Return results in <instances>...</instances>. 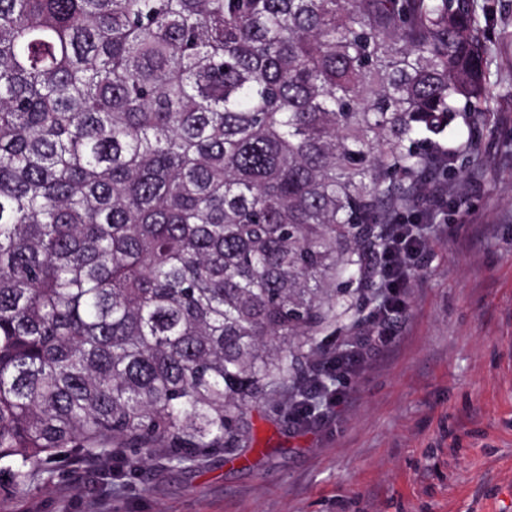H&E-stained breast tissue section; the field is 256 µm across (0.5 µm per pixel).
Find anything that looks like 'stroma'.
Instances as JSON below:
<instances>
[{"instance_id": "stroma-1", "label": "stroma", "mask_w": 512, "mask_h": 512, "mask_svg": "<svg viewBox=\"0 0 512 512\" xmlns=\"http://www.w3.org/2000/svg\"><path fill=\"white\" fill-rule=\"evenodd\" d=\"M470 2L490 18L478 159L441 179L443 207H403L432 227L424 256L393 343L329 380L340 402L298 424L284 390L250 408L236 459L63 464L0 512H512V0Z\"/></svg>"}]
</instances>
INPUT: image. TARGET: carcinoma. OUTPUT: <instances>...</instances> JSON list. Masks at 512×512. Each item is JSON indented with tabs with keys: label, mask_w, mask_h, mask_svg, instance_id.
<instances>
[{
	"label": "carcinoma",
	"mask_w": 512,
	"mask_h": 512,
	"mask_svg": "<svg viewBox=\"0 0 512 512\" xmlns=\"http://www.w3.org/2000/svg\"><path fill=\"white\" fill-rule=\"evenodd\" d=\"M469 0H0V477L252 441L381 224L474 157Z\"/></svg>",
	"instance_id": "1"
}]
</instances>
